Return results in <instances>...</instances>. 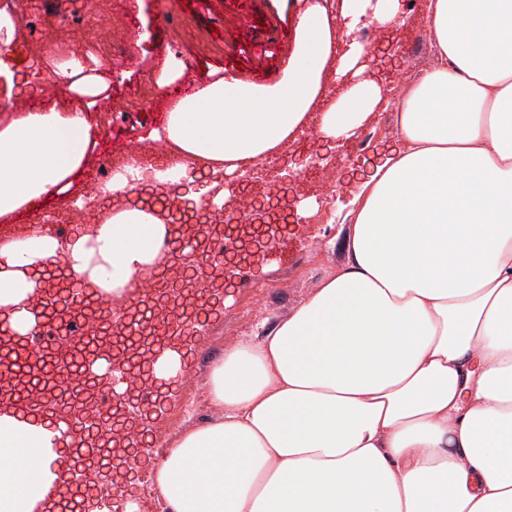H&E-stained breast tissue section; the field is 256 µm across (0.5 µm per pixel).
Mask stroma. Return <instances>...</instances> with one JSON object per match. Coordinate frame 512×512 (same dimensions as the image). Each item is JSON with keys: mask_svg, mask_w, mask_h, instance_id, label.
Instances as JSON below:
<instances>
[{"mask_svg": "<svg viewBox=\"0 0 512 512\" xmlns=\"http://www.w3.org/2000/svg\"><path fill=\"white\" fill-rule=\"evenodd\" d=\"M427 3L401 0L402 40L414 43V52L400 66L381 71L383 102L352 135L337 140L330 157L317 163L309 160L318 126L313 117L281 153L267 159L272 177L293 176L296 193L315 197L318 209L289 235L287 248L272 254L266 269L253 270L260 288L233 289L229 305L205 324L188 370L152 424L158 454L173 448L185 432L213 419L210 370L225 349L262 335L266 326L287 318L311 288L344 264L351 224L338 206L349 200L345 174L352 168L368 173L374 155L398 134L395 100L440 64L426 22ZM170 7L171 0H98L93 7L84 0H30L26 27L16 31L8 46L0 45V54L37 83L39 92L30 107L55 105L87 112L101 135L86 177L75 181L66 195L38 200L16 216V223L38 227L45 215L57 211L65 224L75 225L74 202L83 193L88 174L112 157L125 156L129 147H151L149 134L163 123L167 103L177 98L180 84L205 80L216 68L228 77L271 84L280 78L294 50L297 0H188L179 20L167 23L163 17ZM99 44L111 46L114 57L110 89L92 103L68 92L54 70L69 57H87ZM172 57L185 66L180 83L141 98V80L159 76Z\"/></svg>", "mask_w": 512, "mask_h": 512, "instance_id": "obj_1", "label": "stroma"}]
</instances>
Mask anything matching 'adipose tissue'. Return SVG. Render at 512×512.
<instances>
[{"label":"adipose tissue","instance_id":"ef3b65f1","mask_svg":"<svg viewBox=\"0 0 512 512\" xmlns=\"http://www.w3.org/2000/svg\"><path fill=\"white\" fill-rule=\"evenodd\" d=\"M296 48L269 86L217 77L174 100L151 140L174 160L129 167L77 199L69 240L34 231L0 245V316L18 333L58 264L97 297L167 264L170 226L139 191L179 196L196 162V207L235 205L230 175L281 151L312 112L328 143L384 98L365 59L394 56L400 0H344L349 30L387 37L336 53L334 19L300 0ZM443 64L397 102L399 138L350 204L347 260L259 339L210 374L216 419L162 459L133 449L167 512H512V0H429ZM348 81L319 110L327 73ZM71 93L109 88L95 59L57 65ZM97 132L84 112L19 113L0 126V222L68 193ZM74 435L0 408V512H49Z\"/></svg>","mask_w":512,"mask_h":512}]
</instances>
